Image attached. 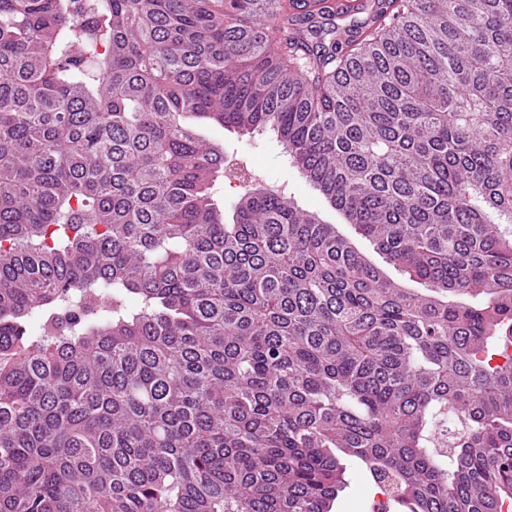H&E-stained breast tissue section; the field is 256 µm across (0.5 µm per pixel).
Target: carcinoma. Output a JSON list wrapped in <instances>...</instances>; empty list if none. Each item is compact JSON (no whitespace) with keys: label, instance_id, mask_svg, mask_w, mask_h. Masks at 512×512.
<instances>
[{"label":"carcinoma","instance_id":"carcinoma-1","mask_svg":"<svg viewBox=\"0 0 512 512\" xmlns=\"http://www.w3.org/2000/svg\"><path fill=\"white\" fill-rule=\"evenodd\" d=\"M349 10L0 0V512H512V0ZM194 125L203 138L220 144L224 148V156L229 160L237 159L241 162L242 158L247 159L253 172L254 187L285 188V194L299 208L318 213L324 221L336 224L342 234L351 238L363 253L394 280L401 281L410 288H424L420 284L408 281L386 261L384 255L375 252L368 241L356 235L341 214L327 205L321 193L302 178L298 170L293 167L288 154L272 130L268 128L241 135L216 125L206 123ZM243 188L238 182L228 181L223 176L219 177L213 187V196L216 202L224 208L226 222H232L233 206L237 202ZM346 487L339 493L332 512H374L383 504L391 512H402L404 507L390 501L382 488L364 474L354 462H347L344 475Z\"/></svg>","mask_w":512,"mask_h":512}]
</instances>
